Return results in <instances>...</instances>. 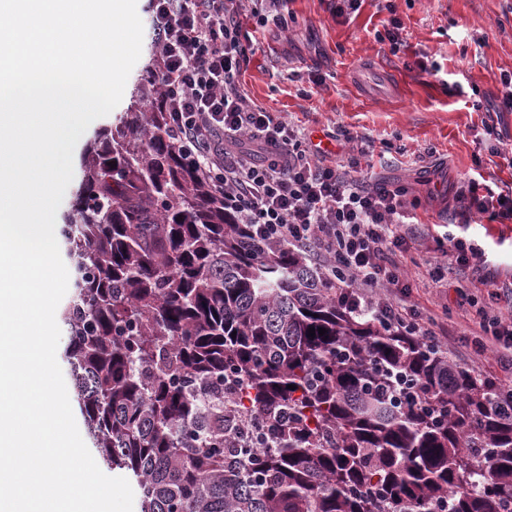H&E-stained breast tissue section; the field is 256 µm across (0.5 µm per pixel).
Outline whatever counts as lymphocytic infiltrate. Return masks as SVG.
Wrapping results in <instances>:
<instances>
[{
  "instance_id": "lymphocytic-infiltrate-1",
  "label": "lymphocytic infiltrate",
  "mask_w": 512,
  "mask_h": 512,
  "mask_svg": "<svg viewBox=\"0 0 512 512\" xmlns=\"http://www.w3.org/2000/svg\"><path fill=\"white\" fill-rule=\"evenodd\" d=\"M242 0H149L159 49L151 76L158 108L186 160L254 236L314 252L336 297L422 341L447 332L411 302L399 254L408 249L404 188L371 187L331 159L278 112L251 106L239 89L249 62L241 40ZM464 179L454 201L463 217L512 220V195L483 193ZM475 353H495L512 373V316L479 311Z\"/></svg>"
}]
</instances>
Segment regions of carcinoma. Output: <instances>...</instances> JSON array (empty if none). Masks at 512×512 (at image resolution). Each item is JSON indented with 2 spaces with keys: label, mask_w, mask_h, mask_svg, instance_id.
<instances>
[{
  "label": "carcinoma",
  "mask_w": 512,
  "mask_h": 512,
  "mask_svg": "<svg viewBox=\"0 0 512 512\" xmlns=\"http://www.w3.org/2000/svg\"><path fill=\"white\" fill-rule=\"evenodd\" d=\"M162 95L86 141L61 228L62 359L139 512H512V393L255 238L142 111Z\"/></svg>",
  "instance_id": "obj_1"
}]
</instances>
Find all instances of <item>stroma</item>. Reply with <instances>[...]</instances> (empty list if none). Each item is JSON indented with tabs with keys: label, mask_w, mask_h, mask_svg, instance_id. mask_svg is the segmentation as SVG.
I'll return each mask as SVG.
<instances>
[{
	"label": "stroma",
	"mask_w": 512,
	"mask_h": 512,
	"mask_svg": "<svg viewBox=\"0 0 512 512\" xmlns=\"http://www.w3.org/2000/svg\"><path fill=\"white\" fill-rule=\"evenodd\" d=\"M335 6L287 0L280 27L260 23L245 0L249 63L240 87L312 141L350 132L352 142L335 148L337 163L358 155L367 182L407 188L419 203L403 257L411 299L447 326L450 359L502 378L494 353L476 355L453 338L468 333L478 308L495 306L493 287L512 283V222L457 223L448 193L477 173L493 192L512 191V112L499 108L501 76L512 72V0H362L341 15ZM392 15L400 22L394 43L383 37ZM451 233L480 245L487 262L448 274L438 289L429 265Z\"/></svg>",
	"instance_id": "35a3bbf8"
}]
</instances>
